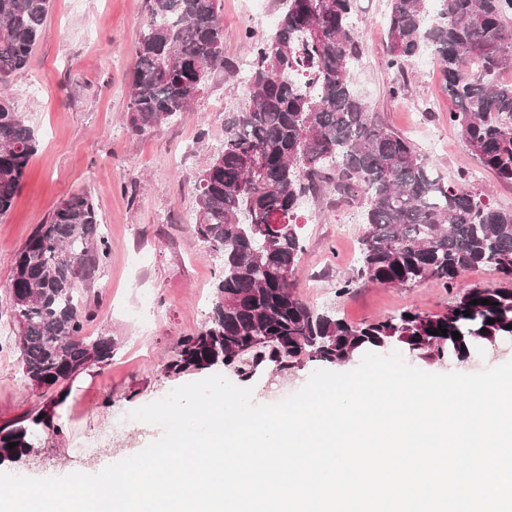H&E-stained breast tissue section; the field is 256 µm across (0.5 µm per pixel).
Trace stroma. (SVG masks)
Returning <instances> with one entry per match:
<instances>
[{"label":"stroma","mask_w":512,"mask_h":512,"mask_svg":"<svg viewBox=\"0 0 512 512\" xmlns=\"http://www.w3.org/2000/svg\"><path fill=\"white\" fill-rule=\"evenodd\" d=\"M149 6L150 0H52L26 67L8 85L15 110L38 143L11 209L0 217V425L31 411L49 417L39 428L36 455L12 466L16 475L92 474L136 454L163 430L130 419V412L205 377L164 367L180 337L208 316L220 262L194 231L195 181L223 145L226 113L244 105V86L227 71H213L192 111L155 131L133 133L126 119L128 91ZM280 10V0H222L225 57L239 66L250 62L255 40L274 26ZM386 11L387 0L354 3L361 54L353 73L368 106L410 138L445 179H466L468 189L492 206L512 208V183L483 168L449 124L452 104L430 54L407 64L404 89L390 95L396 75L387 66ZM78 192L91 195L112 244L85 296L94 316L84 333L112 337L116 350L110 365L92 366L82 380L62 383L65 400L55 406L22 373L6 286L36 227ZM302 214L295 291L312 309L349 323L407 309L443 313L462 289L500 285L497 272L482 267L450 289L431 281L404 287L363 282L340 293L341 282L358 266L360 211L310 198ZM318 368L305 359L281 373L261 368L247 380L228 369L223 375L251 386L254 402L262 404L296 392ZM119 419L125 435L114 445L105 436Z\"/></svg>","instance_id":"stroma-1"}]
</instances>
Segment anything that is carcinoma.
Segmentation results:
<instances>
[{
  "label": "carcinoma",
  "instance_id": "obj_1",
  "mask_svg": "<svg viewBox=\"0 0 512 512\" xmlns=\"http://www.w3.org/2000/svg\"><path fill=\"white\" fill-rule=\"evenodd\" d=\"M51 2L0 0V85L25 68ZM282 2L278 26L254 49L248 106L224 121L223 147L198 173L194 228L222 254V266L206 321L181 339L167 372L222 365L244 376L266 362L292 369L303 357L336 365L395 343L417 357L462 363L474 348L511 338L512 209L445 180L358 96L353 0ZM428 2L388 0V66L402 78L406 63L428 50L455 105L448 122L484 167L512 182V79L503 78L512 70V0H436L435 20ZM220 10L221 0H150L127 105L134 131L189 111L211 71L235 69L224 58ZM36 146L34 129L0 98V217ZM331 194L363 209L361 264L341 292L361 280L452 288L481 266L494 268L503 286L466 288L435 315L405 310L350 324L312 309L294 291L303 250L296 212L304 197ZM111 248L92 198L75 193L18 253L7 292L30 385L53 392L112 361L111 337L83 335L92 315L83 294ZM439 327L447 333L429 334ZM43 423L27 414L0 426V468L35 451Z\"/></svg>",
  "mask_w": 512,
  "mask_h": 512
}]
</instances>
